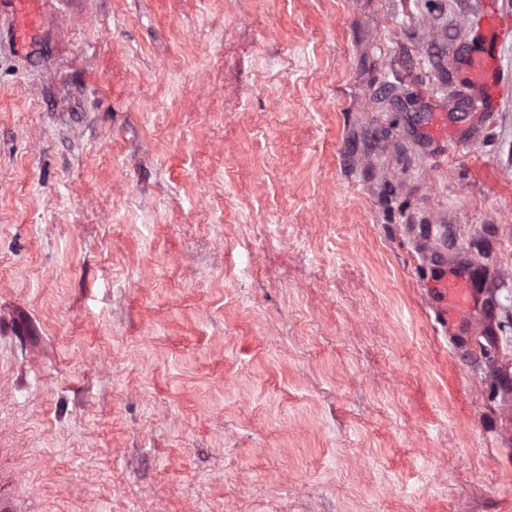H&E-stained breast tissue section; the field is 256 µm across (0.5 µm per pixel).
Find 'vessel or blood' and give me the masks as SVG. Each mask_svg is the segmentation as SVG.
<instances>
[{"instance_id": "b4317fda", "label": "vessel or blood", "mask_w": 512, "mask_h": 512, "mask_svg": "<svg viewBox=\"0 0 512 512\" xmlns=\"http://www.w3.org/2000/svg\"><path fill=\"white\" fill-rule=\"evenodd\" d=\"M506 30L500 15L493 10L481 19L482 47L478 50L461 48L459 60L466 72V82L474 100L484 112L494 111L499 99L503 73L497 65V48ZM442 270L431 285L435 297L433 308L440 319H476L477 290L466 270L448 271L446 257H438Z\"/></svg>"}]
</instances>
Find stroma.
Masks as SVG:
<instances>
[{"label":"stroma","mask_w":512,"mask_h":512,"mask_svg":"<svg viewBox=\"0 0 512 512\" xmlns=\"http://www.w3.org/2000/svg\"><path fill=\"white\" fill-rule=\"evenodd\" d=\"M490 2L0 17V496L512 512V95L469 116L453 61ZM441 268V275L437 276L429 287L436 301L433 302V309L436 310L439 318L445 325L456 319H477L478 300L477 289L465 269L453 270L451 275L447 274V258L441 255L436 259ZM448 310H452L448 320Z\"/></svg>","instance_id":"1"}]
</instances>
